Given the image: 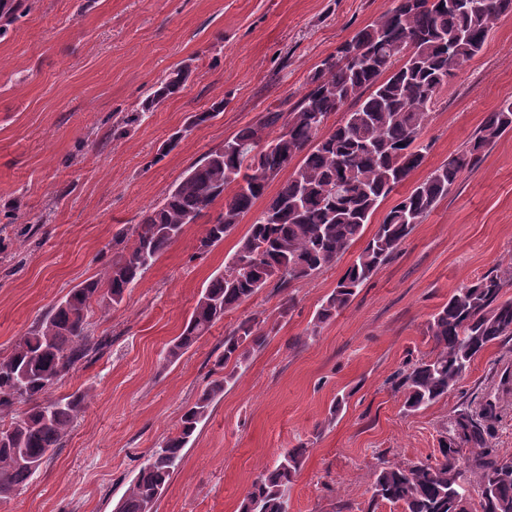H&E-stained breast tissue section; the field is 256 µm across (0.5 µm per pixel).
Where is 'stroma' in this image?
<instances>
[{"mask_svg": "<svg viewBox=\"0 0 512 512\" xmlns=\"http://www.w3.org/2000/svg\"><path fill=\"white\" fill-rule=\"evenodd\" d=\"M395 0H34L0 33V354L74 286L103 277L112 239L137 224L184 172L267 110L293 107L321 62ZM182 89L134 129L112 126L172 70ZM512 100V14L494 21L429 114L423 164L380 205L387 212L485 116ZM223 103L197 126L191 115ZM181 140L175 149L167 142ZM257 201L204 255L208 218L189 225L120 305L96 307L111 345L66 377L83 412L21 493L0 512H113L151 448L205 387L224 337L276 314L260 293L225 313L175 363L170 342L198 294L224 269ZM377 230L365 225L335 265L296 283L294 308L215 401L156 512H238L252 481L299 443L310 451L288 490L289 512H368L380 466L437 457L454 412L476 411L512 341L488 346L447 398L405 413L395 388L433 344L426 323L453 291L512 261V132L482 153L447 197L335 318L313 328L323 299Z\"/></svg>", "mask_w": 512, "mask_h": 512, "instance_id": "35a3bbf8", "label": "stroma"}]
</instances>
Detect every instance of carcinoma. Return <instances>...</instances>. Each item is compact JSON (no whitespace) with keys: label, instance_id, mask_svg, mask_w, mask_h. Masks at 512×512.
Segmentation results:
<instances>
[{"label":"carcinoma","instance_id":"cac0c4a2","mask_svg":"<svg viewBox=\"0 0 512 512\" xmlns=\"http://www.w3.org/2000/svg\"><path fill=\"white\" fill-rule=\"evenodd\" d=\"M28 7V0H0V20L9 23ZM509 14L512 0L462 5L457 0H397L320 64L296 105L286 112H265L193 164L145 213L132 232L133 245L112 258L105 278L71 289L0 357V500L13 497L40 471L47 453L62 446L85 407V393L55 391L72 371L108 347L106 338L91 335L93 305L120 304L185 227L233 185V196L197 245L196 254L209 252L296 159L295 170L265 207L274 219L262 213L250 225L236 251L225 258L224 271L201 289L166 360L180 358L225 313L269 286L285 294L278 315L288 316L290 289L331 267L361 237L381 203L421 166L428 149L421 135L429 112L455 71L482 51L493 22ZM187 76L181 69L170 72L142 102L140 113L177 93ZM338 112L345 113L343 120L328 125ZM275 127L279 133L271 138L269 130ZM511 131L512 100H505L487 113L467 149L449 157L384 215L316 311L314 328L335 318L415 225L448 196L461 174ZM506 288H512L511 262L455 289L432 315L426 327L432 351L403 370L398 381L406 411L448 396L487 346L512 338V297H504ZM269 334L262 321L246 318L224 337L214 378L183 411L176 430L151 449L118 501L120 512H155L213 402ZM461 441L475 448L485 445L481 423L465 410L450 419L440 457L375 472L367 512H375L381 502L400 512H468L472 474L481 512H512V457H467ZM308 452L305 443L285 449L278 463L252 482L240 512H284L288 487Z\"/></svg>","mask_w":512,"mask_h":512}]
</instances>
